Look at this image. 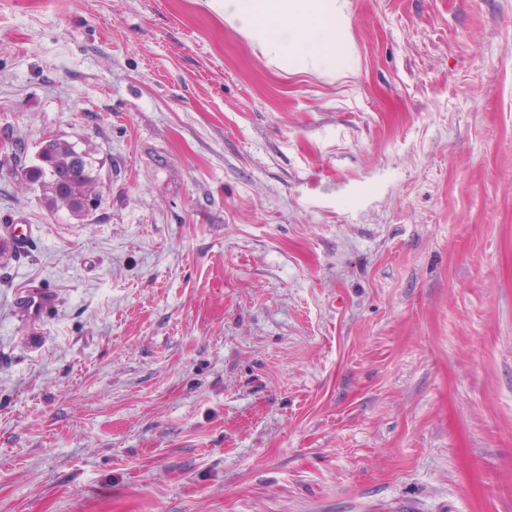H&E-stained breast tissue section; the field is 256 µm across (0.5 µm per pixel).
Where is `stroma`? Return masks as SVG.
Here are the masks:
<instances>
[{"label":"stroma","instance_id":"1","mask_svg":"<svg viewBox=\"0 0 512 512\" xmlns=\"http://www.w3.org/2000/svg\"><path fill=\"white\" fill-rule=\"evenodd\" d=\"M343 6L349 77L0 0V512H512V0ZM49 137L89 222L19 184ZM19 300L24 311L34 318L42 317L54 301L50 290L39 287L20 290Z\"/></svg>","mask_w":512,"mask_h":512}]
</instances>
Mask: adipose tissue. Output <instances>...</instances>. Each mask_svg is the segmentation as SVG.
Returning <instances> with one entry per match:
<instances>
[{
	"label": "adipose tissue",
	"instance_id": "1",
	"mask_svg": "<svg viewBox=\"0 0 512 512\" xmlns=\"http://www.w3.org/2000/svg\"><path fill=\"white\" fill-rule=\"evenodd\" d=\"M250 43L280 67L291 62L314 71L339 65L353 74L355 59L345 52V16L339 0H211Z\"/></svg>",
	"mask_w": 512,
	"mask_h": 512
}]
</instances>
